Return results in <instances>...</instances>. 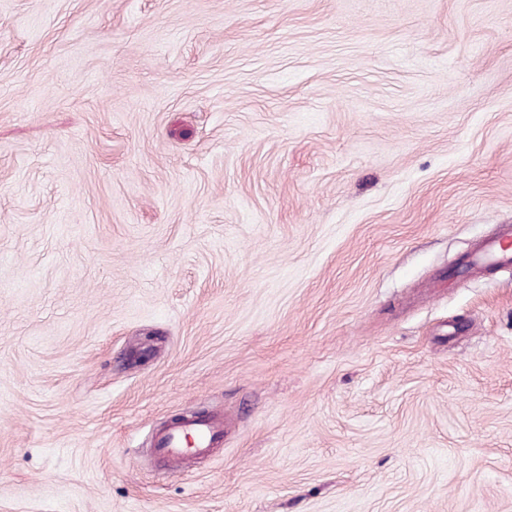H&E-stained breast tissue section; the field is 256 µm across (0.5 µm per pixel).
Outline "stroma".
Returning a JSON list of instances; mask_svg holds the SVG:
<instances>
[{"label": "stroma", "mask_w": 512, "mask_h": 512, "mask_svg": "<svg viewBox=\"0 0 512 512\" xmlns=\"http://www.w3.org/2000/svg\"><path fill=\"white\" fill-rule=\"evenodd\" d=\"M506 224L512 0H0V512H512ZM509 241H512V227L504 225L495 238H489L478 245L477 262L508 265L512 261V252L507 245ZM184 420L171 425L153 439L150 451L158 460L177 464L191 456L204 458L218 446L223 429L215 421L199 413L183 415Z\"/></svg>", "instance_id": "stroma-1"}]
</instances>
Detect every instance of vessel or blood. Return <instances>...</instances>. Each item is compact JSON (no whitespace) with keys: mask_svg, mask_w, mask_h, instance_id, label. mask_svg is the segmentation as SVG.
I'll return each instance as SVG.
<instances>
[{"mask_svg":"<svg viewBox=\"0 0 512 512\" xmlns=\"http://www.w3.org/2000/svg\"><path fill=\"white\" fill-rule=\"evenodd\" d=\"M476 259L481 264L512 263V227L502 226L496 237L481 242ZM222 428L210 418L196 413L156 434L151 453L158 460L176 464L187 457L204 458L218 446Z\"/></svg>","mask_w":512,"mask_h":512,"instance_id":"1","label":"vessel or blood"}]
</instances>
